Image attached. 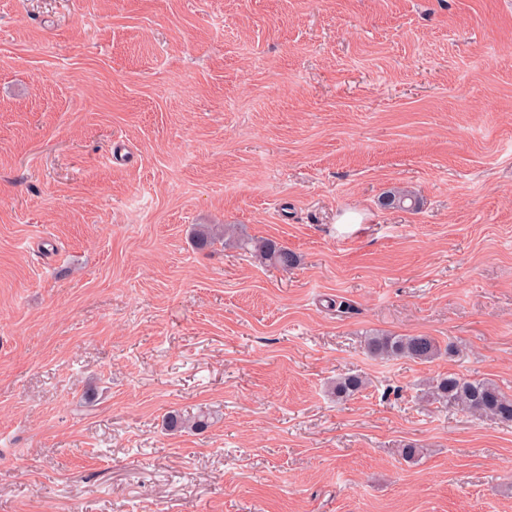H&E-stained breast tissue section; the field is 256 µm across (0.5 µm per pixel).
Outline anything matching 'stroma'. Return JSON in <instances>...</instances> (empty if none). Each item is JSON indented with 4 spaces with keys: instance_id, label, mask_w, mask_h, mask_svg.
<instances>
[{
    "instance_id": "35a3bbf8",
    "label": "stroma",
    "mask_w": 512,
    "mask_h": 512,
    "mask_svg": "<svg viewBox=\"0 0 512 512\" xmlns=\"http://www.w3.org/2000/svg\"><path fill=\"white\" fill-rule=\"evenodd\" d=\"M453 373L512 394V0H0V512H512ZM226 235V242L234 243L242 249L252 247L255 255L259 257L262 262L269 263L270 265L280 267L284 270L292 268L297 263V256L288 249L287 246L272 239H251L247 241L236 239L233 235L229 234L228 228L222 227L219 224L201 225L194 232V242L197 249L203 250L213 245L216 241L224 240ZM367 354L378 360L408 358L414 361L432 362L442 355L439 343L430 336H390L374 334L365 341ZM165 424L168 430L173 432H178L184 429L202 431L209 427V420L205 414L192 418H185L179 413H170L166 417Z\"/></svg>"
}]
</instances>
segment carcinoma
<instances>
[{"mask_svg":"<svg viewBox=\"0 0 512 512\" xmlns=\"http://www.w3.org/2000/svg\"><path fill=\"white\" fill-rule=\"evenodd\" d=\"M224 238L242 249L252 248L261 261L284 270L297 263L294 252L272 239L240 240L230 235L228 228L219 224L202 225L194 232V242L196 248L200 250ZM365 349L373 359L388 361L408 358L421 363L435 360L444 351L452 352V347L443 349L434 338L422 335L374 334L366 339ZM365 385L366 380L361 375H346L336 379L333 392L340 398H347L362 391ZM423 396L434 402L446 403L450 408L459 409L473 416L512 424V394L504 392L490 380L450 374L431 380ZM166 427L173 432L184 429L202 431L209 427V420L205 414L185 418L179 413H171L166 417Z\"/></svg>","mask_w":512,"mask_h":512,"instance_id":"obj_1","label":"carcinoma"}]
</instances>
